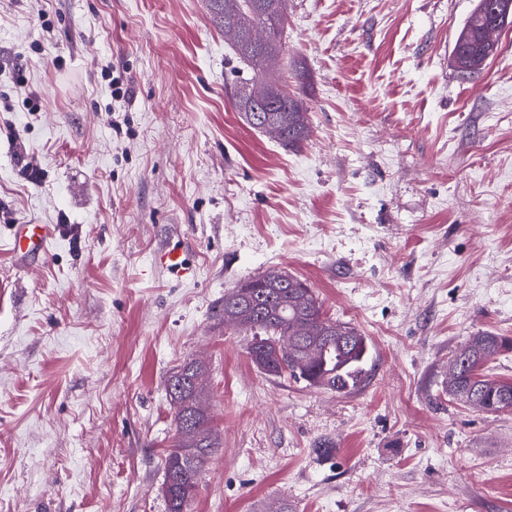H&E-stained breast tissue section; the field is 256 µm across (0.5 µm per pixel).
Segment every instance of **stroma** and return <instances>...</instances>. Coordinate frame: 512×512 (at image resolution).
Returning <instances> with one entry per match:
<instances>
[{"mask_svg": "<svg viewBox=\"0 0 512 512\" xmlns=\"http://www.w3.org/2000/svg\"><path fill=\"white\" fill-rule=\"evenodd\" d=\"M475 4L288 0V150L236 112L207 0H0V512H166L192 359L219 446L191 512H512V412L447 394L468 336L512 338V27L462 76ZM18 224L57 226L46 254ZM274 270L367 336L359 387L248 358L224 294ZM54 236L51 224H22L13 234L11 250L24 257L45 252Z\"/></svg>", "mask_w": 512, "mask_h": 512, "instance_id": "1", "label": "stroma"}]
</instances>
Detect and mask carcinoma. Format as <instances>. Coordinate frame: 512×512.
<instances>
[{
	"instance_id": "1",
	"label": "carcinoma",
	"mask_w": 512,
	"mask_h": 512,
	"mask_svg": "<svg viewBox=\"0 0 512 512\" xmlns=\"http://www.w3.org/2000/svg\"><path fill=\"white\" fill-rule=\"evenodd\" d=\"M213 21L222 30L231 27L253 30L267 36L263 55L249 52L239 41L232 49L240 62L256 71L258 79L240 80L231 96L236 109L247 99L253 106L267 104L264 89L276 91L277 108L269 113L268 123L252 128L273 135L292 149L307 140L310 124L303 105L288 91V81L277 72L282 54L286 21V0H214ZM491 0H478L473 12L459 30L452 50L455 68L469 75L480 74L498 48L487 38L491 25L488 7ZM257 295L239 303L236 289L224 293V315H236L237 329L253 334L251 345L257 351L280 349L281 357L264 374L289 376L307 385L336 393H346L361 385L368 374L367 338L347 323L326 319L313 290L284 288L254 279ZM512 349V339L480 332L468 337L451 358L448 397L472 409L487 413L512 410V381L494 379L484 366L501 352ZM181 380L168 379L167 395L174 409L176 440L164 458V475L174 486L166 499L167 512H187L196 495L203 471L214 448L216 437L202 404L207 368L195 361L181 364Z\"/></svg>"
}]
</instances>
